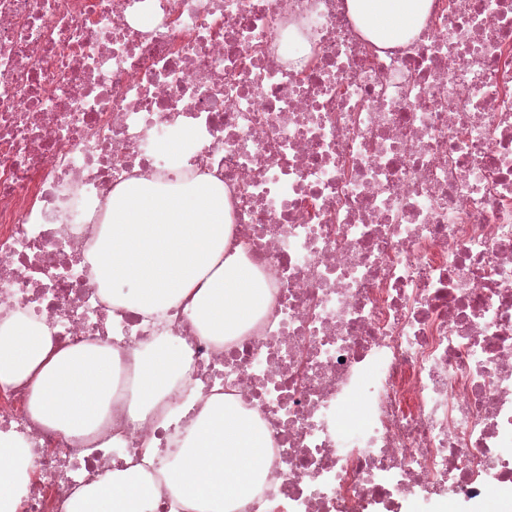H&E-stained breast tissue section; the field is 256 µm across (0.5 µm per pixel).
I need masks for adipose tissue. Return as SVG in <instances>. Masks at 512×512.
Masks as SVG:
<instances>
[{"mask_svg": "<svg viewBox=\"0 0 512 512\" xmlns=\"http://www.w3.org/2000/svg\"><path fill=\"white\" fill-rule=\"evenodd\" d=\"M358 27L371 38L398 44L417 32L430 0H348ZM117 354L86 342L55 347L43 323L18 314L0 322V384L28 383L33 419L72 437L93 433L112 401ZM141 386L130 410L147 415L166 394L180 361L157 345L135 357ZM267 433L221 400L200 414L196 433L168 476L175 497L196 512H229L248 498L265 469ZM33 468L27 448L0 434V512H15ZM157 490L143 466L117 470L78 489L68 512H147Z\"/></svg>", "mask_w": 512, "mask_h": 512, "instance_id": "1", "label": "adipose tissue"}]
</instances>
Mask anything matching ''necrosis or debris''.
<instances>
[{
	"label": "necrosis or debris",
	"instance_id": "obj_1",
	"mask_svg": "<svg viewBox=\"0 0 512 512\" xmlns=\"http://www.w3.org/2000/svg\"><path fill=\"white\" fill-rule=\"evenodd\" d=\"M179 156L161 146L182 128ZM210 175L268 299L235 336L183 305L104 300L90 257L115 188ZM55 345L118 350L116 394L78 439L0 385V433L33 462L16 512L153 451L165 474L213 396L269 436L234 512H381L413 495L512 483V0H431L384 46L348 0H0V319ZM182 360L131 416L135 355Z\"/></svg>",
	"mask_w": 512,
	"mask_h": 512
}]
</instances>
